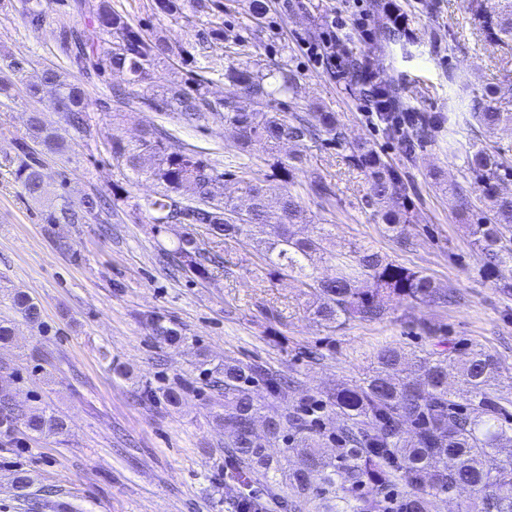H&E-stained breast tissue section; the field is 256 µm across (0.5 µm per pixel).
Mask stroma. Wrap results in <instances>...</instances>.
I'll list each match as a JSON object with an SVG mask.
<instances>
[{
	"instance_id": "obj_1",
	"label": "stroma",
	"mask_w": 512,
	"mask_h": 512,
	"mask_svg": "<svg viewBox=\"0 0 512 512\" xmlns=\"http://www.w3.org/2000/svg\"><path fill=\"white\" fill-rule=\"evenodd\" d=\"M17 0H0V81H12L7 57L30 61V76L52 64L69 68L83 83L92 103L90 128H68L51 90L40 99L19 96L0 107V319L14 322L9 343L0 344V388L18 402L46 404L62 415L68 431L62 439L0 438V512H231L224 497V448L228 431L211 414L209 379L199 368L200 352L211 364L235 359L289 377L286 391L270 394L264 383L255 392L273 415L297 407L307 396L361 381L377 365L387 346L407 356L442 352L461 359L473 349L502 362L512 379V271L489 276L487 261L468 232L469 224L488 216L478 184L466 180V148H487L512 165V127H465L462 149L449 153L445 142L416 144L412 154L382 129L368 125L364 95L356 81L336 82L323 67L309 65L297 36L318 38L320 23L338 0H305L288 15L268 13L262 23L245 15V0H210V9L187 23L154 8V0H112L115 9L146 34L164 39L170 57L161 59L154 85L190 86L198 68L216 71L209 97L230 96L221 74L225 60L264 69L287 61L297 76L292 97L298 107L321 106L336 112L343 137L306 143L309 163L297 173L294 188L312 216L298 226L311 234L313 224L330 231L327 248L340 252L356 242L389 260L423 271L456 292L453 304L409 306L395 300L379 321L358 319L329 331L316 322L314 300L297 274L272 277L256 250L259 230L221 242L222 268L207 279L172 270L166 253L184 232L181 224L156 226L122 206L84 224H44L38 207L5 167L14 141L30 113L61 129L71 144L67 153L47 157L44 179L49 193L66 192L74 201L108 195L120 186L135 198L153 195L158 186L148 174H134L113 161L110 145L139 140L164 129L177 143L204 153L221 172L217 196L239 195L243 174H264L263 150H243L219 120L184 123L175 112H157L113 101L110 91L127 76L96 74V59L69 66L57 53L56 18L93 36L102 48L111 38L97 21L99 0H51V21L30 27L16 11ZM381 0H363L371 36L349 46L368 59L381 80L393 82L406 106L427 115L458 111L461 103L483 99L497 87L495 104L512 112V49L487 41L479 16L502 8L501 0H395L407 18L408 44L384 37L388 24ZM224 19V41L198 56L197 32L214 16ZM366 142L398 171L416 208L406 225V245L385 230L370 202V185L349 159V144ZM438 171L432 181L430 171ZM329 186L328 197L306 189L312 174ZM463 184L468 205L446 191ZM68 249H60V242ZM27 293L41 306L44 328L18 317L10 293ZM171 321L183 343L171 348L156 342L150 316ZM126 365L130 378L117 376L113 364ZM182 388L179 407L151 401L145 386ZM31 484L14 486L17 469Z\"/></svg>"
}]
</instances>
